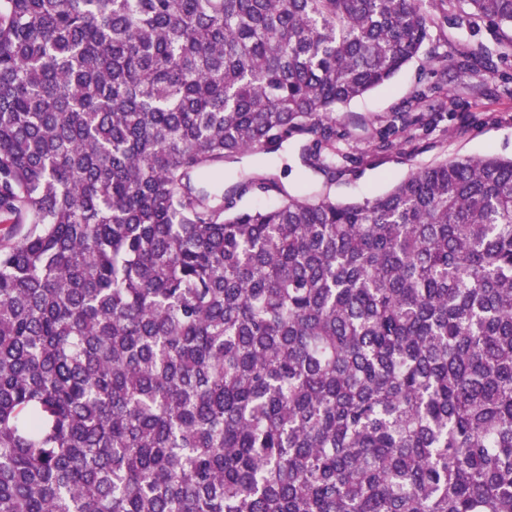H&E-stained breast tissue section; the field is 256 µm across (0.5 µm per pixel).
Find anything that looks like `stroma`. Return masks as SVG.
Returning a JSON list of instances; mask_svg holds the SVG:
<instances>
[{"mask_svg":"<svg viewBox=\"0 0 512 512\" xmlns=\"http://www.w3.org/2000/svg\"><path fill=\"white\" fill-rule=\"evenodd\" d=\"M501 35L487 22L461 28L452 16H440L417 57L388 85L339 108L335 172L308 169L296 144L274 156H250L244 169L268 167L289 193L324 192L344 202L381 194L447 158L511 157L512 56L501 57ZM479 46L487 58L460 68L461 52ZM424 89L429 98H419ZM386 138L391 148H383Z\"/></svg>","mask_w":512,"mask_h":512,"instance_id":"stroma-1","label":"stroma"}]
</instances>
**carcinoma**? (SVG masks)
Here are the masks:
<instances>
[{"label":"carcinoma","mask_w":512,"mask_h":512,"mask_svg":"<svg viewBox=\"0 0 512 512\" xmlns=\"http://www.w3.org/2000/svg\"><path fill=\"white\" fill-rule=\"evenodd\" d=\"M449 5L0 0V512H512V158L224 188Z\"/></svg>","instance_id":"1"}]
</instances>
